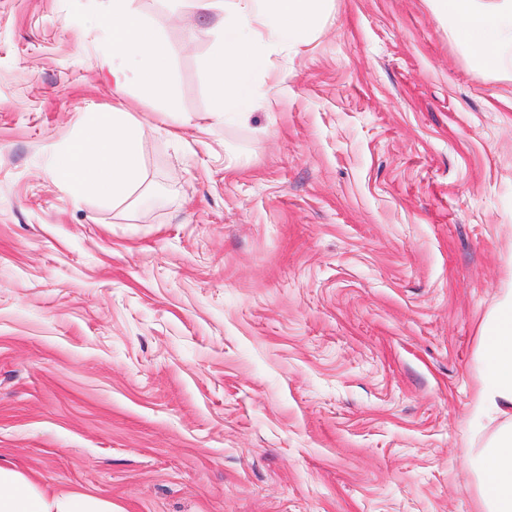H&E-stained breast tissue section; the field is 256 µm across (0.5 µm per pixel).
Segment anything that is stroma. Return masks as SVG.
Returning a JSON list of instances; mask_svg holds the SVG:
<instances>
[{
    "mask_svg": "<svg viewBox=\"0 0 512 512\" xmlns=\"http://www.w3.org/2000/svg\"><path fill=\"white\" fill-rule=\"evenodd\" d=\"M137 8L163 98L116 91L108 0H0V461L114 512H481L512 78L428 0H332L217 123L220 13ZM116 104L142 181L75 199L53 149Z\"/></svg>",
    "mask_w": 512,
    "mask_h": 512,
    "instance_id": "1",
    "label": "stroma"
}]
</instances>
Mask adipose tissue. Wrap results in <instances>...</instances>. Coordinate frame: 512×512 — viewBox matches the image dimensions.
<instances>
[{
	"label": "adipose tissue",
	"mask_w": 512,
	"mask_h": 512,
	"mask_svg": "<svg viewBox=\"0 0 512 512\" xmlns=\"http://www.w3.org/2000/svg\"><path fill=\"white\" fill-rule=\"evenodd\" d=\"M223 14L207 61L211 112L216 122L248 110L254 78L267 71L274 48L303 42L323 18L329 0H198ZM434 15L478 69L512 73V0H429ZM106 32L112 35V78L128 80L126 67L155 96L169 92L162 43L143 21L136 0H110ZM84 136L58 150L55 171L69 193L127 195L141 181L138 144L144 130L121 109L87 112ZM480 386L472 414L500 425L473 449L469 464L479 479L482 512H512V285L486 316L478 350ZM0 512H112L111 501L89 493L51 492L26 473L0 464Z\"/></svg>",
	"instance_id": "1"
}]
</instances>
